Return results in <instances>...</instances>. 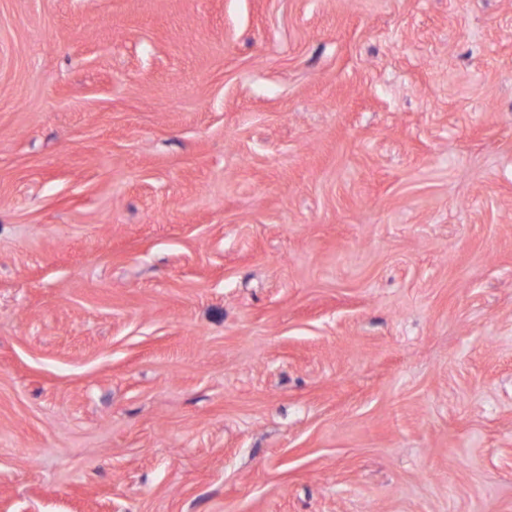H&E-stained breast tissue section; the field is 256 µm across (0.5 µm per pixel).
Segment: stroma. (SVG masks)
I'll return each instance as SVG.
<instances>
[{"instance_id": "35a3bbf8", "label": "stroma", "mask_w": 512, "mask_h": 512, "mask_svg": "<svg viewBox=\"0 0 512 512\" xmlns=\"http://www.w3.org/2000/svg\"><path fill=\"white\" fill-rule=\"evenodd\" d=\"M0 512H512V0H0Z\"/></svg>"}]
</instances>
